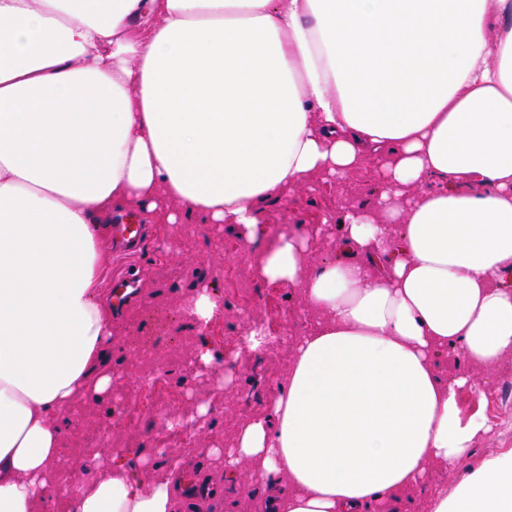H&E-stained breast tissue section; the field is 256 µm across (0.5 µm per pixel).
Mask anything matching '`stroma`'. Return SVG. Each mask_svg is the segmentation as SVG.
Here are the masks:
<instances>
[{
    "label": "stroma",
    "instance_id": "stroma-1",
    "mask_svg": "<svg viewBox=\"0 0 512 512\" xmlns=\"http://www.w3.org/2000/svg\"><path fill=\"white\" fill-rule=\"evenodd\" d=\"M379 166L378 159L370 158L341 180L315 175L309 190L291 193L267 205L264 217L269 227L282 230L294 223L339 225L347 211L373 205ZM260 251V245L248 243L239 230L217 229L193 219L152 225L136 255L111 252L110 275H118L132 264L143 267L142 292L117 323L119 334L112 345L116 376L109 397L100 401L91 397L79 399L70 414L65 436L67 460L85 457L88 438L106 431L112 447L137 448L148 457V465L135 467L145 481L194 469L222 484V494L202 504L177 497V512H233L239 488L251 472L241 469L235 486L225 485L223 463L208 458L205 451L228 447L239 422L266 411L278 374L288 360L282 339L307 325L298 289L272 285L256 276ZM208 284L224 296V330L222 337L208 340L215 354L211 372L199 374L192 365L198 329L191 320L175 324L171 317L178 312L184 296ZM250 322L262 324L266 336L279 340L278 346L260 361L244 343V329ZM157 336L168 339V369L142 362L137 366L138 379L128 380L124 361L144 341ZM222 377L228 380L223 387L218 384ZM148 380L159 385L157 398L165 414L186 417L195 402L210 403L211 411L201 423L195 448H177L163 457L155 453L152 445L156 437L167 433L168 428L150 407L133 405Z\"/></svg>",
    "mask_w": 512,
    "mask_h": 512
}]
</instances>
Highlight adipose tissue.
Instances as JSON below:
<instances>
[{"instance_id": "1", "label": "adipose tissue", "mask_w": 512, "mask_h": 512, "mask_svg": "<svg viewBox=\"0 0 512 512\" xmlns=\"http://www.w3.org/2000/svg\"><path fill=\"white\" fill-rule=\"evenodd\" d=\"M380 159L379 195L294 224L257 275L299 288L270 412L212 449L263 512H383L489 435L458 397L512 356V0H0V512H174L176 479L58 480L78 399L112 386L113 212L254 241L266 204ZM458 349L471 372L441 378ZM424 512H512V450Z\"/></svg>"}]
</instances>
